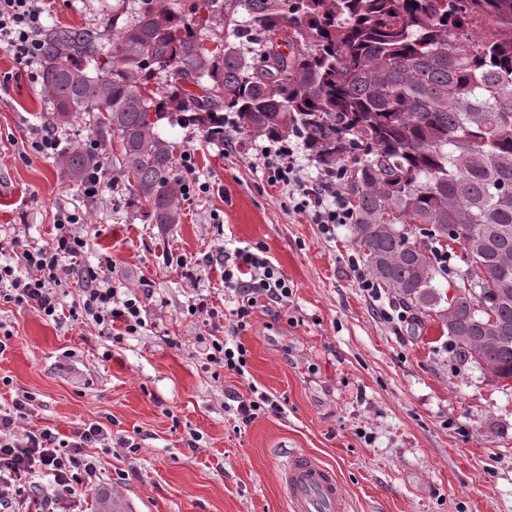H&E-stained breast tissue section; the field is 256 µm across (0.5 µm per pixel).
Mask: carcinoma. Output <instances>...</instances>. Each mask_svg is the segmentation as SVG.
Masks as SVG:
<instances>
[{
  "label": "carcinoma",
  "instance_id": "carcinoma-1",
  "mask_svg": "<svg viewBox=\"0 0 512 512\" xmlns=\"http://www.w3.org/2000/svg\"><path fill=\"white\" fill-rule=\"evenodd\" d=\"M130 2L108 7L110 35L42 37L54 121L94 117L65 179L117 166L149 223L178 224L163 122L212 134L228 111L250 139H300L318 168L343 170L374 283L435 312L458 364L512 381V0H137L128 21ZM442 235L472 264L440 268ZM465 269L472 290L444 298L437 274L458 284Z\"/></svg>",
  "mask_w": 512,
  "mask_h": 512
}]
</instances>
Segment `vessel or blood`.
<instances>
[{"mask_svg":"<svg viewBox=\"0 0 512 512\" xmlns=\"http://www.w3.org/2000/svg\"><path fill=\"white\" fill-rule=\"evenodd\" d=\"M282 492L290 512H346L335 471L311 455L296 453L281 470Z\"/></svg>","mask_w":512,"mask_h":512,"instance_id":"vessel-or-blood-1","label":"vessel or blood"}]
</instances>
